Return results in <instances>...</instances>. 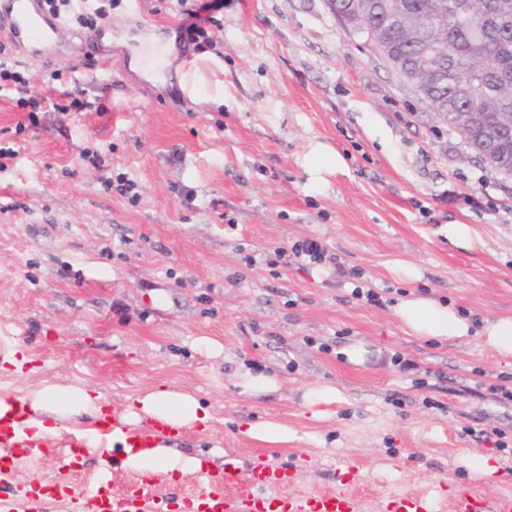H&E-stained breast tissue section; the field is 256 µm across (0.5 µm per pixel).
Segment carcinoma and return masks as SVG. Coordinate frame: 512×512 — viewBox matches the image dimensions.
Returning a JSON list of instances; mask_svg holds the SVG:
<instances>
[{
	"mask_svg": "<svg viewBox=\"0 0 512 512\" xmlns=\"http://www.w3.org/2000/svg\"><path fill=\"white\" fill-rule=\"evenodd\" d=\"M366 32L381 28V54L402 76L422 71L417 86L443 119L479 112L481 120L457 128L483 163L489 160L485 130L512 118V0H374Z\"/></svg>",
	"mask_w": 512,
	"mask_h": 512,
	"instance_id": "obj_1",
	"label": "carcinoma"
}]
</instances>
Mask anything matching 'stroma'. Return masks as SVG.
<instances>
[{"instance_id":"35a3bbf8","label":"stroma","mask_w":512,"mask_h":512,"mask_svg":"<svg viewBox=\"0 0 512 512\" xmlns=\"http://www.w3.org/2000/svg\"><path fill=\"white\" fill-rule=\"evenodd\" d=\"M211 2L201 51L179 34L201 0H116L104 33L64 30L65 55L12 58L26 93L53 104L31 122L15 84L0 88V146L16 152L0 168V397L88 386L117 417L169 386L212 415L173 440L181 453L218 470L264 456L290 474L284 497L355 466L357 512H384L391 492L449 512L453 480L507 492L512 405L492 388L512 389V366L477 332L512 317V176L475 158L327 0ZM147 33L175 45L163 63L142 54ZM67 91L84 111H55ZM321 149L341 165H315ZM452 224L480 244L450 242ZM307 238L346 276L300 260L270 273L274 249ZM410 296L451 303L473 335L408 334L394 308ZM249 370L276 390L243 392ZM321 386L332 400L309 403ZM262 421L287 441L248 437ZM475 452L497 477L473 474ZM134 476L89 449L72 480L117 492Z\"/></svg>"}]
</instances>
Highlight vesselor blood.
I'll list each match as a JSON object with an SVG mask.
<instances>
[{"label": "vessel or blood", "instance_id": "1", "mask_svg": "<svg viewBox=\"0 0 512 512\" xmlns=\"http://www.w3.org/2000/svg\"><path fill=\"white\" fill-rule=\"evenodd\" d=\"M62 27L43 10L40 0H0V40L9 39L21 55L42 54L61 47ZM180 427L156 419L145 420L128 429L130 446L153 448L180 436ZM77 437L60 441L40 439L20 433L17 419L0 416V512H43L44 503L63 504L66 512H170L171 500L159 494L154 484L140 482L113 494L100 485L81 493L70 477L36 478L24 498L8 496L6 490L19 465L41 457H65L70 468L80 461L74 450ZM206 488L191 502L196 512H357L350 486L356 480L353 467L336 471V483L320 494H299L283 498L274 493L276 484L287 481V471H276L266 459L258 457L241 466L228 460L221 473H205ZM451 512H512V497L487 499L472 488L449 485ZM385 512H431L423 498L405 494L389 496Z\"/></svg>", "mask_w": 512, "mask_h": 512}]
</instances>
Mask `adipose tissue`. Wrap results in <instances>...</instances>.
Wrapping results in <instances>:
<instances>
[{"instance_id":"adipose-tissue-1","label":"adipose tissue","mask_w":512,"mask_h":512,"mask_svg":"<svg viewBox=\"0 0 512 512\" xmlns=\"http://www.w3.org/2000/svg\"><path fill=\"white\" fill-rule=\"evenodd\" d=\"M395 313L409 334L423 339L460 338L471 330L469 320L451 304L428 297L400 299ZM102 399V393L90 387L50 385L33 393L21 405L0 398V416L21 415L24 427L37 438L57 436L61 423L77 422L76 437L94 449L100 442V433L97 428L82 427L81 422L99 417ZM145 416L188 427L207 424L210 419L207 408L193 396L164 387L135 397L124 420L135 424ZM109 441L121 444L124 467L142 474L162 473L177 478L195 473L202 466L198 457L184 455L163 444L155 448L130 447L125 433L118 429L112 432Z\"/></svg>"}]
</instances>
